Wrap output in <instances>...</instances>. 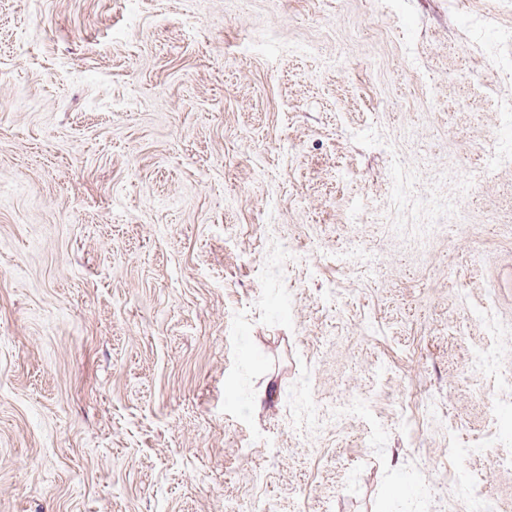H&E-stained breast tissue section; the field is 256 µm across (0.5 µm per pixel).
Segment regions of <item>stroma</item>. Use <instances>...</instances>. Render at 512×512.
Masks as SVG:
<instances>
[{
  "mask_svg": "<svg viewBox=\"0 0 512 512\" xmlns=\"http://www.w3.org/2000/svg\"><path fill=\"white\" fill-rule=\"evenodd\" d=\"M510 102L512 0H0V512H512Z\"/></svg>",
  "mask_w": 512,
  "mask_h": 512,
  "instance_id": "35a3bbf8",
  "label": "stroma"
}]
</instances>
